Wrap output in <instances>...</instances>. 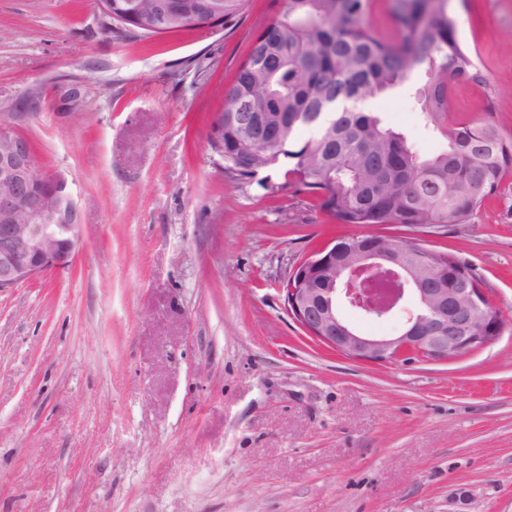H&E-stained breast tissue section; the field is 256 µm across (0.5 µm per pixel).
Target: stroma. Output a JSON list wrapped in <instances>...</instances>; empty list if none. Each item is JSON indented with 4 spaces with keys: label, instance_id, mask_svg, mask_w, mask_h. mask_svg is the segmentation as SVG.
<instances>
[{
    "label": "stroma",
    "instance_id": "obj_1",
    "mask_svg": "<svg viewBox=\"0 0 512 512\" xmlns=\"http://www.w3.org/2000/svg\"><path fill=\"white\" fill-rule=\"evenodd\" d=\"M451 4L497 94L456 85L449 116L512 135V0ZM280 8L135 40L89 0H0V112L84 222L68 268L0 292V512H512V176L465 223L373 229L470 267L493 343L375 364L307 335L294 266L373 230L283 172L233 179L208 142ZM370 106L442 148L408 95Z\"/></svg>",
    "mask_w": 512,
    "mask_h": 512
}]
</instances>
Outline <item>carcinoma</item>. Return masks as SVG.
I'll return each mask as SVG.
<instances>
[{
    "label": "carcinoma",
    "mask_w": 512,
    "mask_h": 512,
    "mask_svg": "<svg viewBox=\"0 0 512 512\" xmlns=\"http://www.w3.org/2000/svg\"><path fill=\"white\" fill-rule=\"evenodd\" d=\"M111 0L112 20L136 37L181 31L185 16L216 26L240 12L245 0ZM449 0H393L400 33L396 43L367 25L371 0H282L278 16L261 26L238 68L224 121L210 146L224 152V172L251 181L276 169L291 175L320 207L342 224H460L512 174V136L491 117L448 121L451 88L494 89L459 39ZM424 82L409 85L415 74ZM407 87L420 106L424 127L446 140L432 156L385 125L364 105ZM242 99L264 126L234 113ZM310 132L298 142L302 129ZM403 260L417 278L423 267L445 263L455 275L467 270L447 254L420 259L406 246Z\"/></svg>",
    "instance_id": "cac0c4a2"
}]
</instances>
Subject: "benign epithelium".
I'll use <instances>...</instances> for the list:
<instances>
[{"label":"benign epithelium","instance_id":"benign-epithelium-1","mask_svg":"<svg viewBox=\"0 0 512 512\" xmlns=\"http://www.w3.org/2000/svg\"><path fill=\"white\" fill-rule=\"evenodd\" d=\"M82 213L60 175L43 172L29 141L0 115V291L66 268L79 249ZM333 239L300 262L283 291L288 311L312 338L359 361L395 363L412 353L434 360L476 351L504 322L484 289L459 277L448 284L441 265L411 285L399 247L375 233L339 245ZM349 306L385 319L405 315L391 336H366L338 311Z\"/></svg>","mask_w":512,"mask_h":512}]
</instances>
